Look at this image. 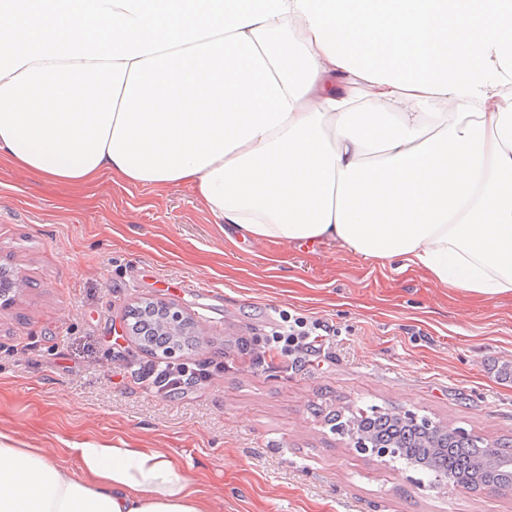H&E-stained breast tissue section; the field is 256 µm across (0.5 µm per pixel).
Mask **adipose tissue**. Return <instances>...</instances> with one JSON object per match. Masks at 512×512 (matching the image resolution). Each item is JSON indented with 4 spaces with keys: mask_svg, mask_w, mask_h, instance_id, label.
<instances>
[{
    "mask_svg": "<svg viewBox=\"0 0 512 512\" xmlns=\"http://www.w3.org/2000/svg\"><path fill=\"white\" fill-rule=\"evenodd\" d=\"M512 0H0V161L512 297ZM0 512H211L163 448L0 441Z\"/></svg>",
    "mask_w": 512,
    "mask_h": 512,
    "instance_id": "adipose-tissue-1",
    "label": "adipose tissue"
}]
</instances>
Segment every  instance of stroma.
I'll return each instance as SVG.
<instances>
[{
	"label": "stroma",
	"mask_w": 512,
	"mask_h": 512,
	"mask_svg": "<svg viewBox=\"0 0 512 512\" xmlns=\"http://www.w3.org/2000/svg\"><path fill=\"white\" fill-rule=\"evenodd\" d=\"M0 265L26 288L0 310V433L168 449L213 512H512V491L439 493L407 465L356 452L327 420L399 407L487 442L512 435V297L481 300L335 242L227 238L185 186L70 187L0 163ZM177 305L200 357L229 368L172 398L111 384L128 310ZM291 316L335 331L293 362L241 367ZM23 355H16V348Z\"/></svg>",
	"instance_id": "1"
}]
</instances>
